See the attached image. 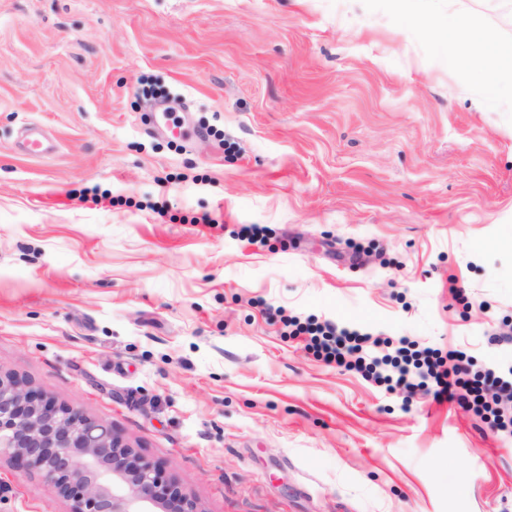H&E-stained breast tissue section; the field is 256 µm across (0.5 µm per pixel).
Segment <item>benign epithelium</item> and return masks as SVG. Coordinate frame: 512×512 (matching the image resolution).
<instances>
[{"label": "benign epithelium", "mask_w": 512, "mask_h": 512, "mask_svg": "<svg viewBox=\"0 0 512 512\" xmlns=\"http://www.w3.org/2000/svg\"><path fill=\"white\" fill-rule=\"evenodd\" d=\"M37 472L72 512H202L163 466L139 454L108 424L57 403L0 372V454Z\"/></svg>", "instance_id": "7a95c632"}]
</instances>
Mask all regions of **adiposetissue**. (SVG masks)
<instances>
[{
	"mask_svg": "<svg viewBox=\"0 0 512 512\" xmlns=\"http://www.w3.org/2000/svg\"><path fill=\"white\" fill-rule=\"evenodd\" d=\"M391 8L407 26L436 31L457 69L477 75L489 103L500 100L504 83L512 80V40L489 29L473 27L462 15L434 20L418 14L413 0H390Z\"/></svg>",
	"mask_w": 512,
	"mask_h": 512,
	"instance_id": "adipose-tissue-1",
	"label": "adipose tissue"
}]
</instances>
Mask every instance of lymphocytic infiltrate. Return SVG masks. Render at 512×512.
Instances as JSON below:
<instances>
[{
    "label": "lymphocytic infiltrate",
    "mask_w": 512,
    "mask_h": 512,
    "mask_svg": "<svg viewBox=\"0 0 512 512\" xmlns=\"http://www.w3.org/2000/svg\"><path fill=\"white\" fill-rule=\"evenodd\" d=\"M290 335L306 336L314 355L328 364L355 369L375 383L414 392L432 389L435 399L457 403L481 415L500 436L512 437V367L472 370L458 346L442 350L408 337L379 338L326 321L283 319Z\"/></svg>",
    "instance_id": "lymphocytic-infiltrate-1"
}]
</instances>
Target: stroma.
<instances>
[{
	"label": "stroma",
	"instance_id": "35a3bbf8",
	"mask_svg": "<svg viewBox=\"0 0 512 512\" xmlns=\"http://www.w3.org/2000/svg\"><path fill=\"white\" fill-rule=\"evenodd\" d=\"M422 6L512 39V0ZM165 99L202 139L154 133ZM482 100L387 0H0V370L203 512H512V440L279 316L512 363V100ZM70 509L0 459V512ZM19 147L25 154L32 157H42L54 150L53 142L34 126L23 131Z\"/></svg>",
	"mask_w": 512,
	"mask_h": 512
}]
</instances>
